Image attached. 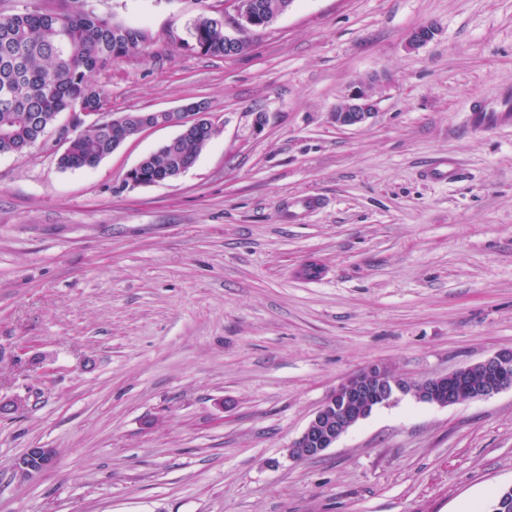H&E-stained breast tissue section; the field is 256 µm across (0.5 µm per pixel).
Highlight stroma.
<instances>
[{
  "label": "stroma",
  "mask_w": 512,
  "mask_h": 512,
  "mask_svg": "<svg viewBox=\"0 0 512 512\" xmlns=\"http://www.w3.org/2000/svg\"><path fill=\"white\" fill-rule=\"evenodd\" d=\"M84 6L151 36L94 74L104 112L203 101L220 130L151 186L126 174L177 128L64 170L63 113L0 155V397L24 401L0 417V512H489L512 389L405 395L319 457L288 449L370 365L415 383L512 348V131L463 130L512 84V0H294L224 58L183 43L196 0ZM374 75L375 113L336 127ZM448 155L460 180L427 179ZM28 448L56 466L20 477Z\"/></svg>",
  "instance_id": "obj_1"
}]
</instances>
